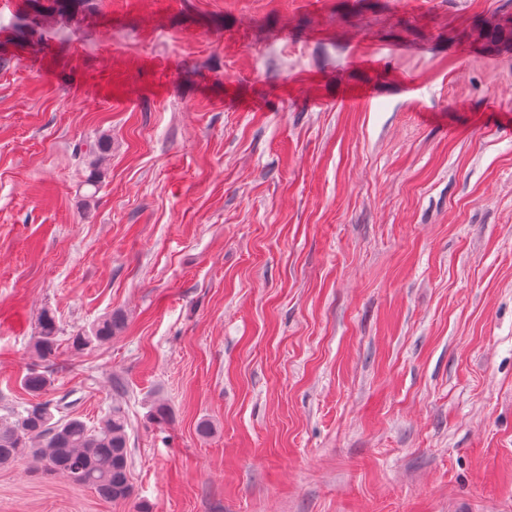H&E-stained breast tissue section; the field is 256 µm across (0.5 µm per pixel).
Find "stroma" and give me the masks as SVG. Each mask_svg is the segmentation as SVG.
Wrapping results in <instances>:
<instances>
[{
	"instance_id": "35a3bbf8",
	"label": "stroma",
	"mask_w": 512,
	"mask_h": 512,
	"mask_svg": "<svg viewBox=\"0 0 512 512\" xmlns=\"http://www.w3.org/2000/svg\"><path fill=\"white\" fill-rule=\"evenodd\" d=\"M0 57V416L50 310L136 495L0 512H512V0H0ZM122 325L123 317L120 314H110L92 325L89 331L77 334L73 344L82 349L104 344L112 340Z\"/></svg>"
}]
</instances>
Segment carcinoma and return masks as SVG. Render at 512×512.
Listing matches in <instances>:
<instances>
[{
    "label": "carcinoma",
    "mask_w": 512,
    "mask_h": 512,
    "mask_svg": "<svg viewBox=\"0 0 512 512\" xmlns=\"http://www.w3.org/2000/svg\"><path fill=\"white\" fill-rule=\"evenodd\" d=\"M123 317L110 314L90 330L74 337L78 348H90L109 342L122 328ZM34 348L44 365H34L22 379L24 389L38 397L51 384L49 362L57 348V323L45 311L39 318ZM58 405L36 401L21 412L0 417V465L31 458L42 472L62 474L73 483L88 487L106 503L128 501L133 495L127 419L119 407H113L96 426L77 416L55 418Z\"/></svg>",
    "instance_id": "cac0c4a2"
}]
</instances>
